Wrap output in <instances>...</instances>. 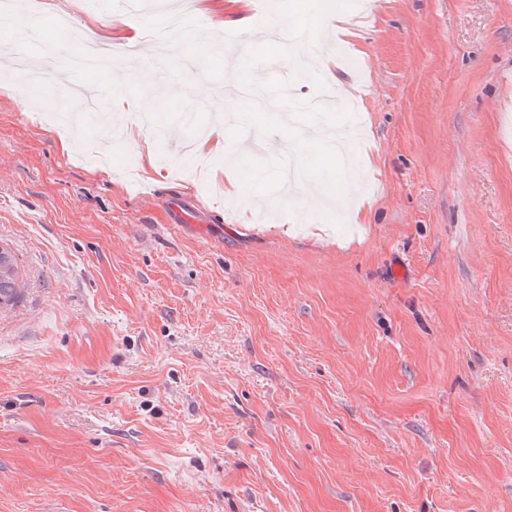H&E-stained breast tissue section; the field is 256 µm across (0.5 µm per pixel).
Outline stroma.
<instances>
[{
	"instance_id": "35a3bbf8",
	"label": "stroma",
	"mask_w": 512,
	"mask_h": 512,
	"mask_svg": "<svg viewBox=\"0 0 512 512\" xmlns=\"http://www.w3.org/2000/svg\"><path fill=\"white\" fill-rule=\"evenodd\" d=\"M52 2L69 30L42 20L27 50L55 67L0 72V241L25 279L0 311V512H512V0H311L357 39L271 69L228 2L216 38L146 41L109 76L69 60L154 11ZM229 61L272 121L195 98ZM116 81L164 101L137 137L118 108L116 136L56 120L63 91L111 106ZM338 81L355 111L294 118L359 123L355 182L308 141L290 189L277 115ZM219 122L252 139L233 196L225 155L185 149ZM348 190L356 227L309 201Z\"/></svg>"
}]
</instances>
